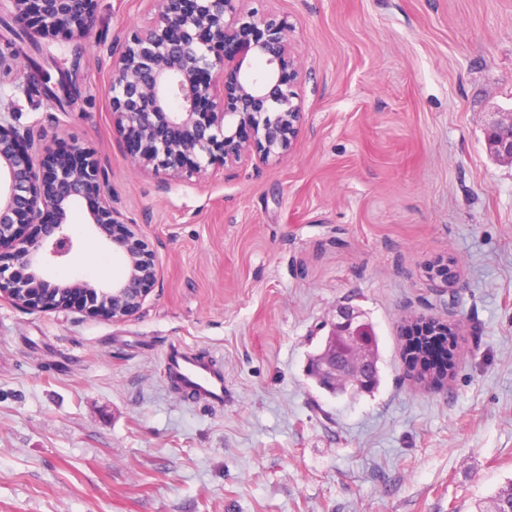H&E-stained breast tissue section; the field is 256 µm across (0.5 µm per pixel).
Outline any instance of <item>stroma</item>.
<instances>
[{
  "instance_id": "35a3bbf8",
  "label": "stroma",
  "mask_w": 512,
  "mask_h": 512,
  "mask_svg": "<svg viewBox=\"0 0 512 512\" xmlns=\"http://www.w3.org/2000/svg\"><path fill=\"white\" fill-rule=\"evenodd\" d=\"M287 15L306 124L281 163L161 186L112 127L107 47L152 0H97L90 32L40 39L0 113L88 147L159 265L123 321L0 301V512H478L512 486V166L485 125L512 110V0H257ZM73 78L62 107L29 76ZM80 246L51 279L118 262ZM451 262L456 300L430 267ZM340 305L369 321L379 384L307 376ZM456 323L444 385L408 371L403 327ZM224 361V406L183 403L170 346Z\"/></svg>"
}]
</instances>
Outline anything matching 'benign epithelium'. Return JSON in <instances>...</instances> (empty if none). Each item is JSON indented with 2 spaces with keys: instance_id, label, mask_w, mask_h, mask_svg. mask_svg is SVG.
Instances as JSON below:
<instances>
[{
  "instance_id": "obj_1",
  "label": "benign epithelium",
  "mask_w": 512,
  "mask_h": 512,
  "mask_svg": "<svg viewBox=\"0 0 512 512\" xmlns=\"http://www.w3.org/2000/svg\"><path fill=\"white\" fill-rule=\"evenodd\" d=\"M155 17L115 38L109 48L112 125L134 166L161 184L226 169L252 157L261 165L290 155L306 121L295 88L302 66L286 16L260 15L248 0H154ZM13 22L43 38L89 33L96 0H13ZM20 51L0 34V73L12 69ZM262 63L258 72L246 60ZM45 97L75 98L64 81L42 83ZM488 150L512 165V110L485 129ZM31 128L13 113L0 114V245L12 252L0 264V299L29 312L56 310L88 318L123 321L137 315L158 280L155 254L139 226L113 206L105 166L90 149L38 157ZM92 199L90 219L123 259V271L96 286L80 280L50 281L41 275L62 264L75 248L70 212ZM438 288L455 302L457 277L448 261L433 269ZM307 373L334 394L352 381L369 386L378 376L374 337L349 307L336 310L324 347Z\"/></svg>"
}]
</instances>
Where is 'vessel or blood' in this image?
Wrapping results in <instances>:
<instances>
[{"mask_svg":"<svg viewBox=\"0 0 512 512\" xmlns=\"http://www.w3.org/2000/svg\"><path fill=\"white\" fill-rule=\"evenodd\" d=\"M165 369L174 384L193 402L223 407L224 366L218 359H203L190 349L179 348L167 356Z\"/></svg>","mask_w":512,"mask_h":512,"instance_id":"b4317fda","label":"vessel or blood"}]
</instances>
